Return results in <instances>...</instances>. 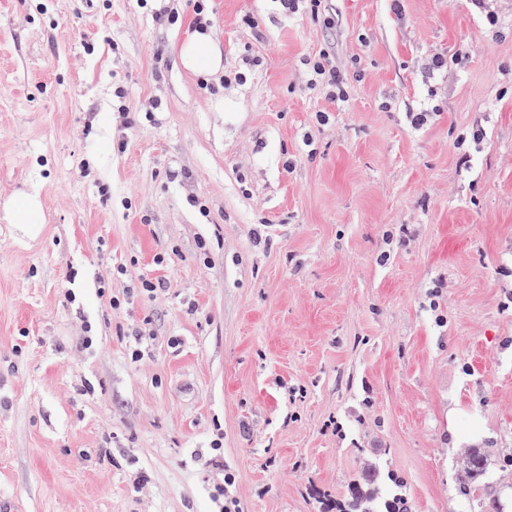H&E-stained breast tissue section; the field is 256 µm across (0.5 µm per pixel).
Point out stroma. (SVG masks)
I'll use <instances>...</instances> for the list:
<instances>
[{
    "instance_id": "stroma-1",
    "label": "stroma",
    "mask_w": 512,
    "mask_h": 512,
    "mask_svg": "<svg viewBox=\"0 0 512 512\" xmlns=\"http://www.w3.org/2000/svg\"><path fill=\"white\" fill-rule=\"evenodd\" d=\"M207 8L217 83L190 0H0V498L338 512L371 460L478 512L476 443L512 512V0ZM178 57L182 69L191 74L224 73V49L209 30L194 31L180 45ZM313 70L316 75L321 76L322 83L331 89L330 92H332V94L330 95L335 98L338 97V99L341 100L344 95L342 89L344 77L342 73L336 70V67L329 62L325 53L313 63ZM336 90H338L337 94ZM0 212L8 224L15 225L23 239L41 235L44 222L43 201L37 192H17L0 200ZM489 467V455L486 448H464L454 460L455 478L462 494L468 499L474 497L476 491L485 488L480 479Z\"/></svg>"
}]
</instances>
